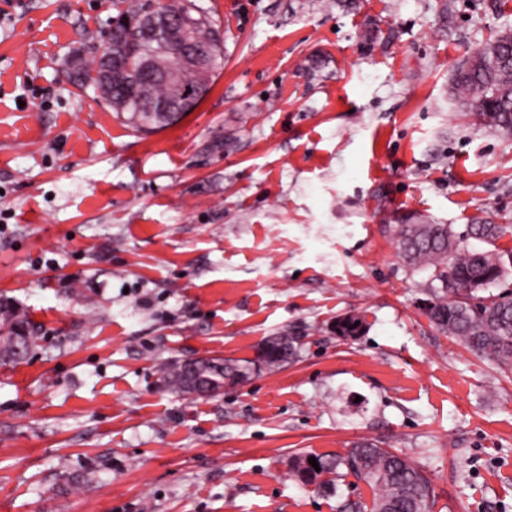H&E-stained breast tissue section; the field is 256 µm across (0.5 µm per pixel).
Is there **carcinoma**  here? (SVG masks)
I'll use <instances>...</instances> for the list:
<instances>
[{
  "label": "carcinoma",
  "instance_id": "carcinoma-1",
  "mask_svg": "<svg viewBox=\"0 0 512 512\" xmlns=\"http://www.w3.org/2000/svg\"><path fill=\"white\" fill-rule=\"evenodd\" d=\"M149 0H112L115 28L128 35L125 22L142 15ZM169 7L182 10L186 23L196 22V0H170ZM195 46L212 53V69L223 58V47L211 24L195 28ZM151 45H137L123 56L125 68L136 71ZM80 85H89L116 112V115L140 132H155L175 124L182 114L192 111L202 100L196 91L202 83L212 84L198 70L187 67L175 56L164 79L151 85L149 95L130 94L116 80L107 78L102 58L84 66L76 76ZM453 93L462 105L471 106L504 137H512V28H505L481 49L464 58L456 68ZM164 100L173 115L157 110L154 103ZM502 228L483 222L470 224L458 235L449 224H430L417 219L396 227L398 253L408 267L428 269L430 298L423 310L431 324L452 337L476 356L512 369V295H483L481 291L512 273V250L499 249L495 242ZM477 240L489 248L469 247L465 241ZM357 315L336 321V335L354 337L362 326L355 325ZM14 325L28 327V321L14 310L0 314V336H10ZM297 353L294 336H271L257 348L255 359L242 362L216 357L210 359L205 375L213 389L224 383H236L248 377L250 366L262 363L267 369L280 368ZM319 469L309 457L299 458L294 478L304 485L333 486L341 477L351 475L374 489L371 507L363 502H348L343 512H431L435 490L431 478L412 458L390 451L370 441L355 443L344 455L315 456Z\"/></svg>",
  "mask_w": 512,
  "mask_h": 512
}]
</instances>
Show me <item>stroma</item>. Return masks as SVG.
<instances>
[{"label":"stroma","instance_id":"obj_1","mask_svg":"<svg viewBox=\"0 0 512 512\" xmlns=\"http://www.w3.org/2000/svg\"><path fill=\"white\" fill-rule=\"evenodd\" d=\"M199 2L224 66L141 135L62 74L109 0H0V300L37 335L0 362V512H339L373 489L292 465L362 440L433 512H512V373L431 325L395 242L423 216L512 249V138L452 94L512 0ZM280 334L297 357L221 394L163 383Z\"/></svg>","mask_w":512,"mask_h":512}]
</instances>
